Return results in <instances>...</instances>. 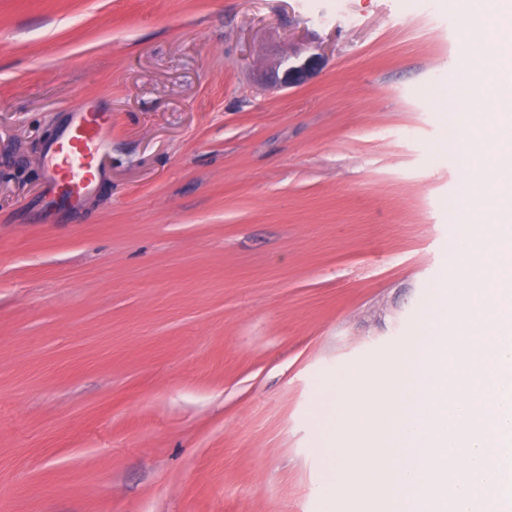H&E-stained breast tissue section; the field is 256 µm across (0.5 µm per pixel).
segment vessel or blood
<instances>
[{
  "label": "vessel or blood",
  "instance_id": "b4317fda",
  "mask_svg": "<svg viewBox=\"0 0 512 512\" xmlns=\"http://www.w3.org/2000/svg\"><path fill=\"white\" fill-rule=\"evenodd\" d=\"M107 123L104 114L84 111L80 120L50 145L55 164L47 175L49 197L63 202L68 195L83 194L97 182L102 131Z\"/></svg>",
  "mask_w": 512,
  "mask_h": 512
}]
</instances>
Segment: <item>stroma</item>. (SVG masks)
<instances>
[{
	"mask_svg": "<svg viewBox=\"0 0 512 512\" xmlns=\"http://www.w3.org/2000/svg\"><path fill=\"white\" fill-rule=\"evenodd\" d=\"M457 0H0V512H323L316 407L453 249ZM324 53L305 83L284 56ZM109 115L96 189L45 147Z\"/></svg>",
	"mask_w": 512,
	"mask_h": 512,
	"instance_id": "stroma-1",
	"label": "stroma"
}]
</instances>
